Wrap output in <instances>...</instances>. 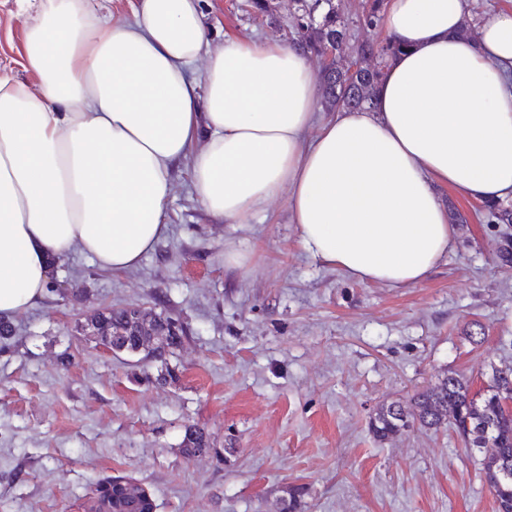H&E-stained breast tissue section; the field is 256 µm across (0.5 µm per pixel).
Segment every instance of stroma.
I'll return each mask as SVG.
<instances>
[{
    "instance_id": "35a3bbf8",
    "label": "stroma",
    "mask_w": 512,
    "mask_h": 512,
    "mask_svg": "<svg viewBox=\"0 0 512 512\" xmlns=\"http://www.w3.org/2000/svg\"><path fill=\"white\" fill-rule=\"evenodd\" d=\"M292 0L275 21L246 0H203L212 46L283 42ZM33 16L0 0V70L23 67ZM465 222L422 283L363 282L308 256L285 200L247 224L212 218L190 165L172 171L167 228L138 266L101 268L74 252L46 292L14 318L0 351V512H83L94 483L122 473L156 512H496L481 456L453 427L413 428L378 442L369 422L447 373L485 387L512 367V224L475 216V200L441 188ZM247 254L246 268L224 253ZM142 304L180 317L188 337L158 365L106 351L78 326L107 307ZM68 365H61V356ZM223 458L182 452L186 426Z\"/></svg>"
}]
</instances>
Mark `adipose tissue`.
I'll list each match as a JSON object with an SVG mask.
<instances>
[{"label":"adipose tissue","mask_w":512,"mask_h":512,"mask_svg":"<svg viewBox=\"0 0 512 512\" xmlns=\"http://www.w3.org/2000/svg\"><path fill=\"white\" fill-rule=\"evenodd\" d=\"M24 67L0 72V318L43 298L78 251L138 265L166 230L174 165L206 211L244 224L286 198L304 252L391 286L425 280L454 231L438 189L512 201V11L462 32L465 0H385L404 52L363 109L324 117L294 44L212 49L202 0H19ZM203 61L199 77L189 68Z\"/></svg>","instance_id":"adipose-tissue-1"}]
</instances>
